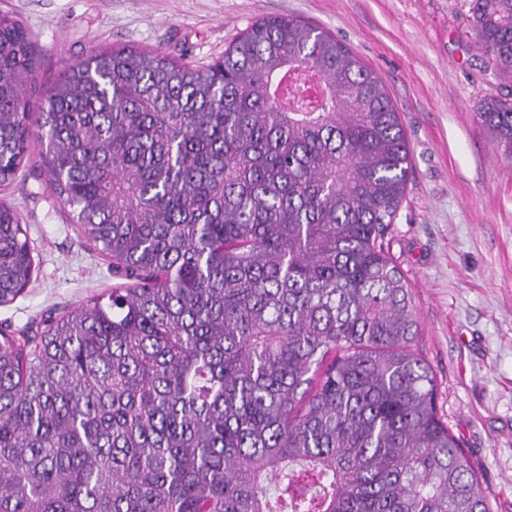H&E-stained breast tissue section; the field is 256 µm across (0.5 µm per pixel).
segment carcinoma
Here are the masks:
<instances>
[{
  "instance_id": "carcinoma-1",
  "label": "carcinoma",
  "mask_w": 512,
  "mask_h": 512,
  "mask_svg": "<svg viewBox=\"0 0 512 512\" xmlns=\"http://www.w3.org/2000/svg\"><path fill=\"white\" fill-rule=\"evenodd\" d=\"M512 80V0H467ZM0 16V186L30 126L50 189L125 282L0 331V512H491L436 406L385 235L412 157L385 86L297 17L206 66L110 47L33 106ZM475 120L512 159V97ZM35 271L0 201V304Z\"/></svg>"
}]
</instances>
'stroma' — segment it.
I'll use <instances>...</instances> for the list:
<instances>
[{
    "instance_id": "35a3bbf8",
    "label": "stroma",
    "mask_w": 512,
    "mask_h": 512,
    "mask_svg": "<svg viewBox=\"0 0 512 512\" xmlns=\"http://www.w3.org/2000/svg\"><path fill=\"white\" fill-rule=\"evenodd\" d=\"M33 36L28 95L102 47L158 48L204 65L256 20L290 15L334 34L382 79L401 115L413 170L389 228L420 320L417 346L437 405L472 456L494 512H512V160L474 114L512 93L477 43L465 0H0ZM38 130L0 187L28 230L36 269L0 326L35 334L110 293L109 261L49 188Z\"/></svg>"
}]
</instances>
